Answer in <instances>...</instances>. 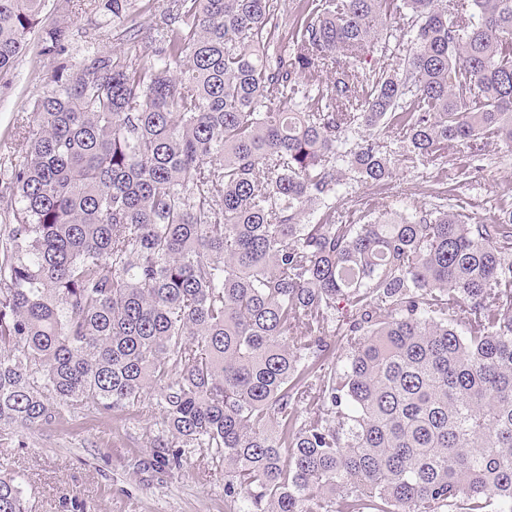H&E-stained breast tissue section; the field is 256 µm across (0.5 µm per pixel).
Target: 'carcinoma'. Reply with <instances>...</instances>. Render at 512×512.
<instances>
[{
    "label": "carcinoma",
    "instance_id": "carcinoma-1",
    "mask_svg": "<svg viewBox=\"0 0 512 512\" xmlns=\"http://www.w3.org/2000/svg\"><path fill=\"white\" fill-rule=\"evenodd\" d=\"M0 0V76L65 16ZM93 10L155 59L62 64L20 116L0 211V431L51 400L109 414L158 392L181 466L207 452L229 512H512V210L443 203L336 223V161L395 174L374 130L424 161L512 145V0H137ZM390 69L359 66L390 40ZM363 127L353 147L349 133ZM321 211L317 219L311 214ZM347 361L316 363L339 304ZM470 319L460 329L457 313ZM0 512H30L0 477Z\"/></svg>",
    "mask_w": 512,
    "mask_h": 512
}]
</instances>
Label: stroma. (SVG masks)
<instances>
[{
	"mask_svg": "<svg viewBox=\"0 0 512 512\" xmlns=\"http://www.w3.org/2000/svg\"><path fill=\"white\" fill-rule=\"evenodd\" d=\"M73 35L69 63L83 60L91 50H114L140 60H151L152 46L133 43L92 11L71 16ZM56 67L28 46L7 83H0V154L13 162L26 155L23 141L13 138L18 114L29 111L32 99L42 94V76ZM384 151L397 160L396 176L384 187L365 184L343 172L341 197L336 201V221L355 224L360 219L357 200L371 212L411 213L433 203L437 175L448 183V205L469 217L490 221L505 205L512 206V145L491 139L470 177L457 175L468 162L465 154L449 155L444 168L410 158L398 128L380 135ZM156 394L143 396L133 407L111 414L95 406L81 412L61 411L55 420L33 428H20L11 444H0V475L16 478L32 512H227L224 473L196 450L183 458L180 469L167 470L157 463L153 441L164 435Z\"/></svg>",
	"mask_w": 512,
	"mask_h": 512,
	"instance_id": "stroma-1",
	"label": "stroma"
}]
</instances>
